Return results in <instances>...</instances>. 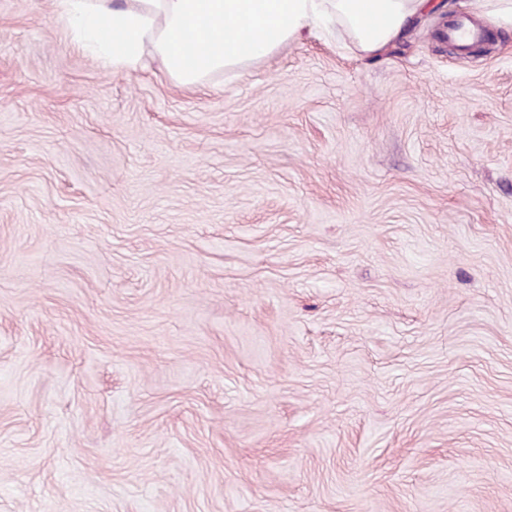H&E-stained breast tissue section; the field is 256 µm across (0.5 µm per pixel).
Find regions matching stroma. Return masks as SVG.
<instances>
[{
    "label": "stroma",
    "mask_w": 512,
    "mask_h": 512,
    "mask_svg": "<svg viewBox=\"0 0 512 512\" xmlns=\"http://www.w3.org/2000/svg\"><path fill=\"white\" fill-rule=\"evenodd\" d=\"M0 512H512V23L181 89L0 0Z\"/></svg>",
    "instance_id": "obj_1"
}]
</instances>
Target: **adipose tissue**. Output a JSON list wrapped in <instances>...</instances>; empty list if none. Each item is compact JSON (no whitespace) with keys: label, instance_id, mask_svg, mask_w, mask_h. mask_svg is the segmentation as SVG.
I'll list each match as a JSON object with an SVG mask.
<instances>
[{"label":"adipose tissue","instance_id":"ef3b65f1","mask_svg":"<svg viewBox=\"0 0 512 512\" xmlns=\"http://www.w3.org/2000/svg\"><path fill=\"white\" fill-rule=\"evenodd\" d=\"M433 0H54L74 44L103 69L130 73L157 61L176 86L242 75L315 28L340 24L356 50L400 41Z\"/></svg>","mask_w":512,"mask_h":512}]
</instances>
